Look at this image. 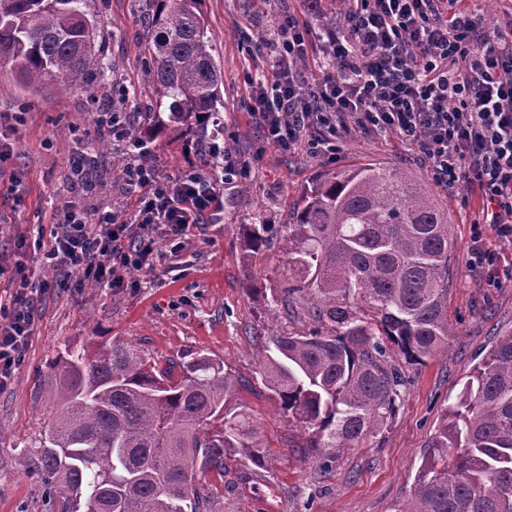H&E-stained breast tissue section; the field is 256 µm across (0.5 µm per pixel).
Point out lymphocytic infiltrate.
Instances as JSON below:
<instances>
[{"mask_svg": "<svg viewBox=\"0 0 512 512\" xmlns=\"http://www.w3.org/2000/svg\"><path fill=\"white\" fill-rule=\"evenodd\" d=\"M345 27L324 50L333 73L304 87L297 61L307 54V22L289 18L278 31V69L249 80L251 112L275 146L288 148L310 126L337 131L346 120L391 132L414 146L433 179L454 189L477 186L483 220L473 226L470 264L496 263L485 229L512 243V31L475 15L466 0H346ZM231 154L212 148L201 168L177 178L156 166H130L133 218L94 217L65 203L52 221L44 259L80 283L114 287L128 269L153 271L155 233L183 241L217 208ZM33 295L18 293L0 308V388L7 386L36 332Z\"/></svg>", "mask_w": 512, "mask_h": 512, "instance_id": "obj_1", "label": "lymphocytic infiltrate"}]
</instances>
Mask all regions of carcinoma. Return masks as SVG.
Listing matches in <instances>:
<instances>
[{
    "label": "carcinoma",
    "mask_w": 512,
    "mask_h": 512,
    "mask_svg": "<svg viewBox=\"0 0 512 512\" xmlns=\"http://www.w3.org/2000/svg\"><path fill=\"white\" fill-rule=\"evenodd\" d=\"M155 109L152 133L199 135L221 103L223 78L205 24V0H148ZM87 0H0V58L43 95L103 82L100 30ZM246 250L269 242L266 224L243 225ZM458 244L446 211L417 178L369 160L326 170L288 222L285 287L253 281L258 302L282 301L317 326L256 337L257 371L311 447L350 450L391 412L401 372L448 340V288ZM179 374H174V369ZM50 383L63 401L34 474L83 512H204L202 475L224 457L263 459L251 415L232 398L224 363L200 352L163 369L120 342L75 350ZM391 512H512V330L468 375L457 403L427 440L411 495Z\"/></svg>",
    "instance_id": "cac0c4a2"
}]
</instances>
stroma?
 I'll return each instance as SVG.
<instances>
[{
  "instance_id": "obj_1",
  "label": "stroma",
  "mask_w": 512,
  "mask_h": 512,
  "mask_svg": "<svg viewBox=\"0 0 512 512\" xmlns=\"http://www.w3.org/2000/svg\"><path fill=\"white\" fill-rule=\"evenodd\" d=\"M337 7V0H206L207 36L224 74V149L240 172L225 181L223 201L203 231L178 246L157 232L162 259L154 271L127 270L118 288L71 281L41 296L36 334L10 384L0 390V512H63L61 501L50 500L33 474L28 454L60 409L48 377L66 352L114 341L160 360L201 351L222 360L235 377L234 399L251 413L264 458L256 464L232 456L223 471L206 472L201 483L210 512H390L409 496L441 415L457 402L483 351L512 329V243L485 231L483 246L496 255V265L490 272L470 268L471 222L483 207L478 190L435 183L417 151L393 133L338 131L332 154L311 153L302 140L288 150L268 142L249 109V77L272 76L271 42L292 15L312 32L302 71L311 80L330 73L319 20ZM146 9V0H88L115 67L114 76L91 92L33 95L19 84L10 62L0 61V143L11 151L0 169V304H9L22 281L55 279L41 252L21 251L19 244L34 242L62 203L121 220L131 216L123 170L135 158L125 137H110L92 189L75 183L71 165L97 141L102 106L122 102L130 129L142 133L153 122L145 111L154 97L143 49ZM261 37L270 45L258 57L255 41ZM209 143L206 137L163 136L147 141L144 160L175 177L203 165ZM367 159L409 169L448 211L458 243L448 293L450 335L444 350L418 365L390 351L391 364L405 377L395 411L375 418L357 447L331 459L309 448L308 434L283 414L255 364L260 333L308 329L312 322L294 317L286 305L255 302L246 286L251 279L282 286L288 277L283 237L301 191L323 170ZM246 224L271 225L264 251L244 250ZM491 275L499 277L498 287L487 286Z\"/></svg>"
}]
</instances>
